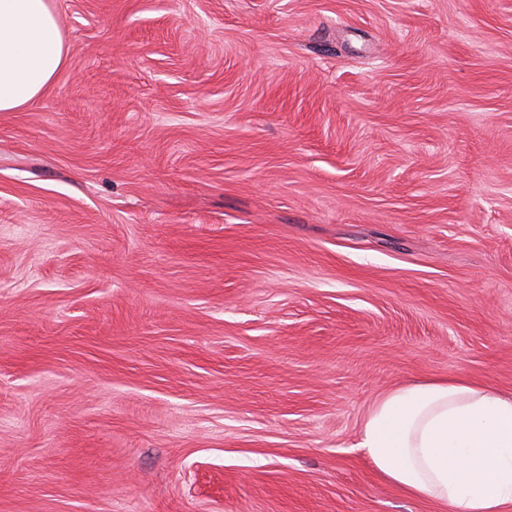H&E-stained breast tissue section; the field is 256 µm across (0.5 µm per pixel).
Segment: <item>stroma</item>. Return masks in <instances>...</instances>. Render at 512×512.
Returning a JSON list of instances; mask_svg holds the SVG:
<instances>
[{"mask_svg":"<svg viewBox=\"0 0 512 512\" xmlns=\"http://www.w3.org/2000/svg\"><path fill=\"white\" fill-rule=\"evenodd\" d=\"M0 112V512H440L386 390L512 394V0H54ZM67 57L53 0H0V112L38 101Z\"/></svg>","mask_w":512,"mask_h":512,"instance_id":"obj_1","label":"stroma"}]
</instances>
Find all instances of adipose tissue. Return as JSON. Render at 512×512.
<instances>
[{
    "label": "adipose tissue",
    "instance_id": "ef3b65f1",
    "mask_svg": "<svg viewBox=\"0 0 512 512\" xmlns=\"http://www.w3.org/2000/svg\"><path fill=\"white\" fill-rule=\"evenodd\" d=\"M67 57L53 0H0V112L38 101ZM359 446L410 498L512 512V395L461 376L402 385L371 405Z\"/></svg>",
    "mask_w": 512,
    "mask_h": 512
}]
</instances>
